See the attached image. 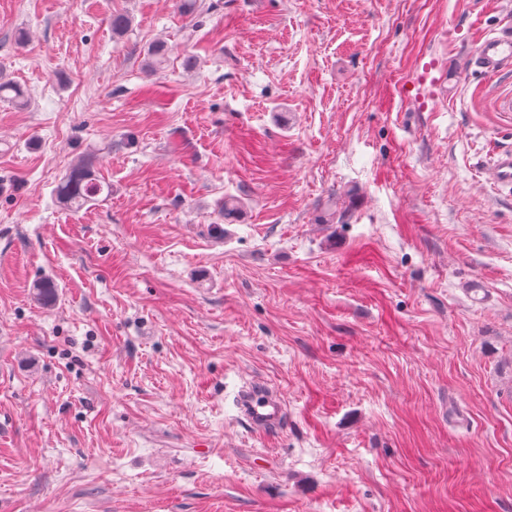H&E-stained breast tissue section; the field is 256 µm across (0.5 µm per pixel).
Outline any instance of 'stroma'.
I'll return each mask as SVG.
<instances>
[{
    "instance_id": "obj_1",
    "label": "stroma",
    "mask_w": 512,
    "mask_h": 512,
    "mask_svg": "<svg viewBox=\"0 0 512 512\" xmlns=\"http://www.w3.org/2000/svg\"><path fill=\"white\" fill-rule=\"evenodd\" d=\"M204 3L0 0V512H512V0ZM470 60L485 74L512 71V24L507 23L493 35L482 38ZM446 80V68L442 70L435 63H430L423 68L422 72H418L411 81L408 96L419 103H423L426 97L439 96L442 92L446 93ZM414 89H416V94L412 96L410 92ZM484 174L496 188L512 191V150L495 152L487 161ZM107 185L93 177L91 171L82 165L72 167L56 186V195L66 204L81 207L103 193ZM233 404L252 429L277 430L285 415V406L264 382H249L234 395Z\"/></svg>"
}]
</instances>
